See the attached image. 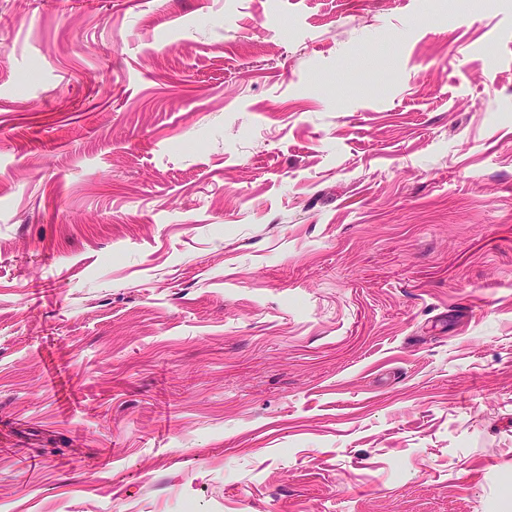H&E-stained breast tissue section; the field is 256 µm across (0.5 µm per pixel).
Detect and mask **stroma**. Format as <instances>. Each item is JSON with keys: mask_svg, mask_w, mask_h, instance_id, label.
Wrapping results in <instances>:
<instances>
[{"mask_svg": "<svg viewBox=\"0 0 512 512\" xmlns=\"http://www.w3.org/2000/svg\"><path fill=\"white\" fill-rule=\"evenodd\" d=\"M0 512H512V0H0Z\"/></svg>", "mask_w": 512, "mask_h": 512, "instance_id": "35a3bbf8", "label": "stroma"}]
</instances>
